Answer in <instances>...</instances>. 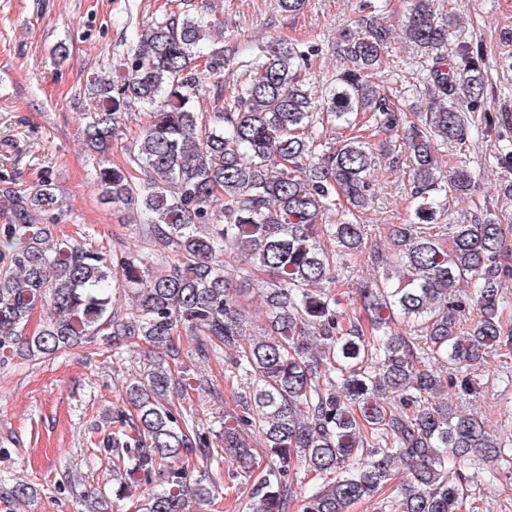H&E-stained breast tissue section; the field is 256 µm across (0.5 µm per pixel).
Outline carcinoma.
<instances>
[{"instance_id": "obj_1", "label": "carcinoma", "mask_w": 512, "mask_h": 512, "mask_svg": "<svg viewBox=\"0 0 512 512\" xmlns=\"http://www.w3.org/2000/svg\"><path fill=\"white\" fill-rule=\"evenodd\" d=\"M379 10L339 37L346 67L322 94L300 77L310 51L273 38L242 57L212 37L219 22L187 13L161 16L136 36L120 85L89 81L93 150L107 154L126 138V113L147 115L124 144L146 179L135 183L125 167L97 173L107 202L136 211L137 250L52 242L61 211L52 176L26 190L3 180L0 203L11 217L0 224V359L20 346L49 357L95 342L114 350L142 342L160 354L126 382L115 430L99 448L115 477L151 485L144 512L211 504L215 486L197 472L226 455L251 485L243 512H286L294 459L327 477L301 512H351L394 480L397 462L406 475L388 512H478L448 470L473 459L491 476L512 468L487 421L435 400L446 383L473 391L475 368L504 336L502 293L512 281L499 218L477 209L439 223L447 203L475 192L466 167L443 173L437 150L463 147L483 124L474 115L488 99L481 54L468 47L448 65V21L435 0H409L403 28L431 54L422 78L433 96L426 112L408 111L401 93L375 81L391 35ZM226 70L236 76L228 84ZM205 95L209 112L197 108ZM324 122L350 131L326 152L313 136ZM369 131L402 132L414 221L390 225V262L381 280L359 288L364 317H347L330 292L336 264L383 262L366 253L361 224L376 167ZM257 282L267 321L254 336L239 298ZM121 290L134 299L130 312L113 302ZM37 311L42 327L28 335ZM183 331L195 337L198 360L225 351L246 380L237 408L224 414L219 448L175 404L201 380L180 364ZM442 363L446 382L434 370ZM254 431L279 460L261 476ZM32 494L16 483L4 506Z\"/></svg>"}]
</instances>
